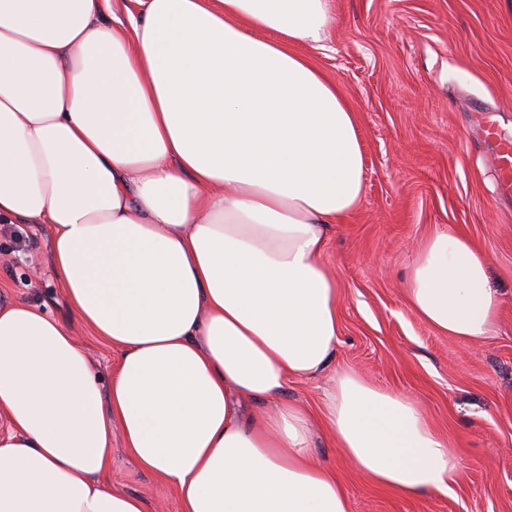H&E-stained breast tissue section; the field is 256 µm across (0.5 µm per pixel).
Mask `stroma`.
I'll use <instances>...</instances> for the list:
<instances>
[{"instance_id":"1","label":"stroma","mask_w":512,"mask_h":512,"mask_svg":"<svg viewBox=\"0 0 512 512\" xmlns=\"http://www.w3.org/2000/svg\"><path fill=\"white\" fill-rule=\"evenodd\" d=\"M313 63L356 115L364 195L330 225L326 263L340 289L336 363L416 399L465 460L451 491L403 498L342 458L328 436L313 453L347 490L349 512H512V200L497 195L490 146L474 116L493 109L512 134V0H333ZM445 230L472 239L502 298L492 335L460 341L408 307L415 250ZM44 224L0 222V298L47 306L102 375L119 354L67 310ZM112 485L180 512L173 488L142 470L112 432Z\"/></svg>"}]
</instances>
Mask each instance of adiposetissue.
Here are the masks:
<instances>
[{
  "label": "adipose tissue",
  "mask_w": 512,
  "mask_h": 512,
  "mask_svg": "<svg viewBox=\"0 0 512 512\" xmlns=\"http://www.w3.org/2000/svg\"><path fill=\"white\" fill-rule=\"evenodd\" d=\"M0 0V218L50 228L70 312L120 352L102 377L46 309L0 301V512H151L110 485L112 427L181 512H349L289 380L328 374L339 453L403 497L464 460L418 401L333 367L329 225L363 195L355 115L299 54L332 0ZM410 309L457 340L501 306L482 249L438 231Z\"/></svg>",
  "instance_id": "adipose-tissue-1"
}]
</instances>
